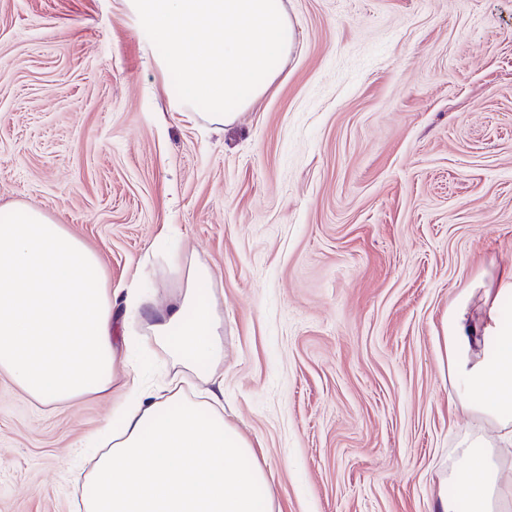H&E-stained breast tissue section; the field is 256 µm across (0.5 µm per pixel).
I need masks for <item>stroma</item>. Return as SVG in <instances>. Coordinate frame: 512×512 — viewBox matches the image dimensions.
I'll use <instances>...</instances> for the list:
<instances>
[{"mask_svg":"<svg viewBox=\"0 0 512 512\" xmlns=\"http://www.w3.org/2000/svg\"><path fill=\"white\" fill-rule=\"evenodd\" d=\"M281 77L230 125L172 109L117 0H0V208L43 211L165 306L211 272L212 379L151 337L120 369L224 388L278 512H433L473 426L449 308L512 270V0H285ZM112 399L40 406L0 373V512H82Z\"/></svg>","mask_w":512,"mask_h":512,"instance_id":"obj_1","label":"stroma"}]
</instances>
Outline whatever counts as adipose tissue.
I'll return each instance as SVG.
<instances>
[{"label": "adipose tissue", "mask_w": 512, "mask_h": 512, "mask_svg": "<svg viewBox=\"0 0 512 512\" xmlns=\"http://www.w3.org/2000/svg\"><path fill=\"white\" fill-rule=\"evenodd\" d=\"M138 324L116 326L98 257L41 210H0V372L39 404L88 395L115 405L110 450L79 477L84 512H275L253 443L224 417L219 395L201 404L174 387L118 373L119 336H149L184 371L211 377L224 325L209 270L189 265L164 308L138 285L123 298ZM443 347L461 405L499 428L455 445L450 474L432 489L434 512H512V271L449 310Z\"/></svg>", "instance_id": "ef3b65f1"}]
</instances>
